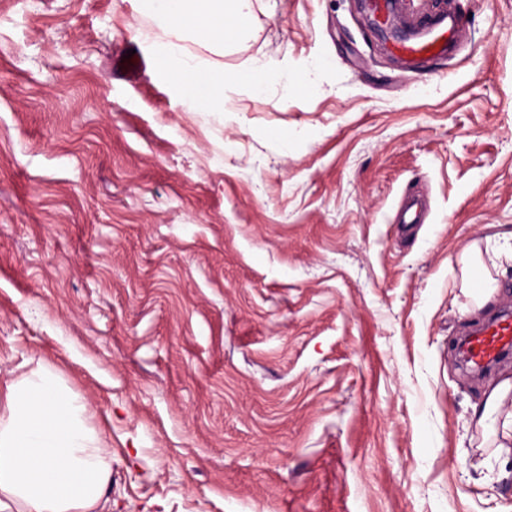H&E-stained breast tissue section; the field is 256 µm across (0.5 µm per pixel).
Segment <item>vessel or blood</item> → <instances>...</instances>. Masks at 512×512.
<instances>
[{
	"label": "vessel or blood",
	"instance_id": "obj_1",
	"mask_svg": "<svg viewBox=\"0 0 512 512\" xmlns=\"http://www.w3.org/2000/svg\"><path fill=\"white\" fill-rule=\"evenodd\" d=\"M368 4L375 24L388 31L390 50L411 67L430 58L448 56L465 36L460 18L445 11L432 17L426 25L417 27L412 34L399 36L389 31L388 25L399 17L400 0H368ZM146 68L140 55L122 54L113 61L112 76L132 82L139 79ZM459 350L466 363L480 372L512 354V313L497 314L471 329Z\"/></svg>",
	"mask_w": 512,
	"mask_h": 512
}]
</instances>
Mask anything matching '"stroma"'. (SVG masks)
<instances>
[{"mask_svg": "<svg viewBox=\"0 0 512 512\" xmlns=\"http://www.w3.org/2000/svg\"><path fill=\"white\" fill-rule=\"evenodd\" d=\"M419 73L356 0H252L228 72L311 65L312 99L191 112L148 67L140 0H0V384L45 365L112 459L105 512H512L474 420L464 249L512 230V0H445ZM425 223L403 230V197ZM146 61L136 51L128 57L127 50L113 60L112 78L132 82L139 79L146 71Z\"/></svg>", "mask_w": 512, "mask_h": 512, "instance_id": "1", "label": "stroma"}]
</instances>
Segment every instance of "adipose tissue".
Listing matches in <instances>:
<instances>
[{
    "label": "adipose tissue",
    "instance_id": "adipose-tissue-1",
    "mask_svg": "<svg viewBox=\"0 0 512 512\" xmlns=\"http://www.w3.org/2000/svg\"><path fill=\"white\" fill-rule=\"evenodd\" d=\"M462 285L480 278L488 303L512 271V230L463 253ZM86 403L40 365L0 392V512H98L112 481L105 443Z\"/></svg>",
    "mask_w": 512,
    "mask_h": 512
}]
</instances>
